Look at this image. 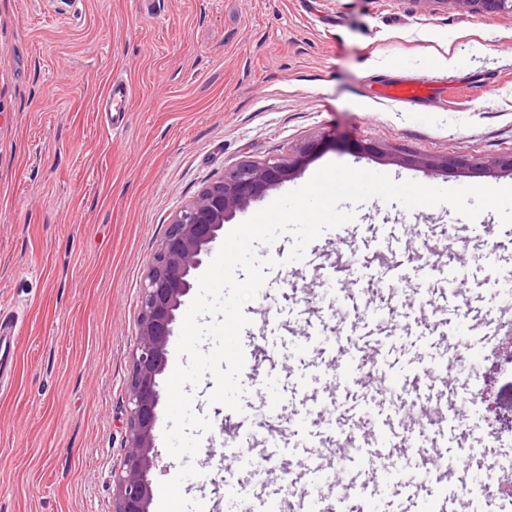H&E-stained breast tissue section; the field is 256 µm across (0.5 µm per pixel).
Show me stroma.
I'll list each match as a JSON object with an SVG mask.
<instances>
[{"label":"stroma","instance_id":"obj_1","mask_svg":"<svg viewBox=\"0 0 512 512\" xmlns=\"http://www.w3.org/2000/svg\"><path fill=\"white\" fill-rule=\"evenodd\" d=\"M115 76L134 94L119 134L95 112ZM406 79L437 92L372 99L379 83ZM313 140L315 154L225 230L330 163L443 188L512 186V173L485 167L512 154V15L432 0H0V313L19 321L12 383L0 387V512H113L141 286L176 211L237 165ZM456 155L469 166H441ZM343 208L353 220L310 244L318 269L288 262L291 235L257 245L276 265L243 308L242 345L256 358L240 376L242 409L209 403L215 380L203 377L193 411L211 429L182 492L257 512L280 489L321 484L308 461L335 466L329 429L347 425L363 453L341 472L345 512H481L469 486L487 467L467 451L484 445L489 412L471 405L460 419L443 398L442 421L421 429L377 386L420 395L443 365L459 397L503 388L502 355L474 376L456 361L486 343L469 325L512 298V225L445 204ZM487 236L503 244L497 258L481 249ZM395 280L428 294L403 296ZM370 301L394 305V321L366 315ZM451 302L467 325L443 324ZM335 305L360 317L340 340L323 332ZM270 393L287 473L226 471V449L259 454L238 424L260 420ZM380 455L397 471L363 482ZM228 473L242 497L215 492Z\"/></svg>","mask_w":512,"mask_h":512}]
</instances>
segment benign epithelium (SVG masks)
I'll use <instances>...</instances> for the list:
<instances>
[{"label":"benign epithelium","mask_w":512,"mask_h":512,"mask_svg":"<svg viewBox=\"0 0 512 512\" xmlns=\"http://www.w3.org/2000/svg\"><path fill=\"white\" fill-rule=\"evenodd\" d=\"M452 3L479 15L512 14V0H426ZM311 144L293 158L245 162L207 186L197 200L175 215L155 252L142 286L139 338L128 387V423L124 467L117 478L114 512H149L153 500L150 478L158 465L154 428L160 401V376L167 365V347L174 335L177 312L193 288V271L211 252L230 214L243 210L279 185L313 151Z\"/></svg>","instance_id":"1"}]
</instances>
